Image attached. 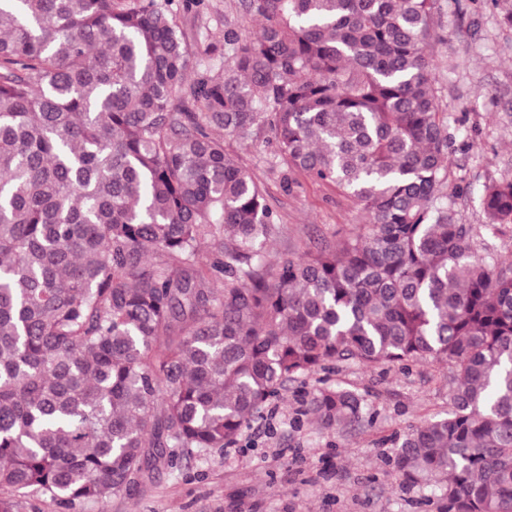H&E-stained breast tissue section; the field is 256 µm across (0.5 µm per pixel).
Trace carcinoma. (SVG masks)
Segmentation results:
<instances>
[{
	"instance_id": "carcinoma-1",
	"label": "carcinoma",
	"mask_w": 512,
	"mask_h": 512,
	"mask_svg": "<svg viewBox=\"0 0 512 512\" xmlns=\"http://www.w3.org/2000/svg\"><path fill=\"white\" fill-rule=\"evenodd\" d=\"M241 6L259 26L224 27L222 74L190 83L171 0H0V512L134 496L349 360L451 363L449 416L398 438L394 476L512 512V262L448 206L437 0ZM265 125L365 216L272 269L279 224L224 149ZM483 205L512 224V179ZM362 410L324 383L304 413Z\"/></svg>"
}]
</instances>
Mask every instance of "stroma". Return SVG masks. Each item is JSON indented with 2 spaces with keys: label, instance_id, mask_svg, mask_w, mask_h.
<instances>
[{
  "label": "stroma",
  "instance_id": "stroma-1",
  "mask_svg": "<svg viewBox=\"0 0 512 512\" xmlns=\"http://www.w3.org/2000/svg\"><path fill=\"white\" fill-rule=\"evenodd\" d=\"M172 8L187 35L191 78L222 71L220 54L206 55L212 35L226 24L254 29L240 0H199ZM429 46L434 88L448 130L452 165L448 203L459 223L473 225L475 244L490 262L512 260V224L486 228V185L512 177V0H439ZM268 131L248 140L228 138L224 148L250 167L278 217L280 234L266 261L298 256L359 232V204L336 188L277 164ZM451 364L427 361L365 367L338 364L326 378L357 391L367 404L361 422L336 432L319 430L304 415L317 376L289 383L262 420L238 442L155 473L131 498L85 503L81 512H445L438 491L406 488L392 474L395 440L409 428L448 415Z\"/></svg>",
  "mask_w": 512,
  "mask_h": 512
}]
</instances>
